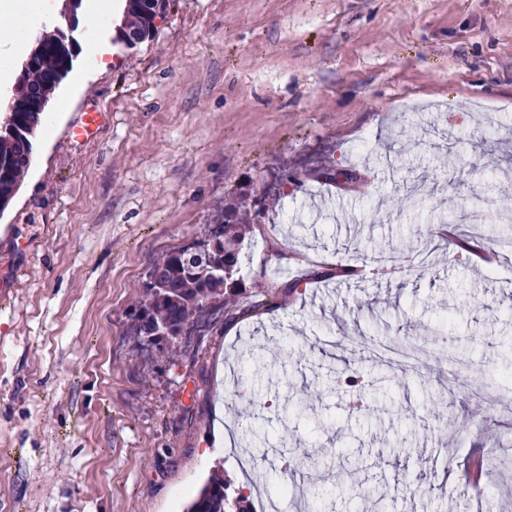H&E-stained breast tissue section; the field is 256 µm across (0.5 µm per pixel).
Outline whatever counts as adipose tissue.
I'll return each mask as SVG.
<instances>
[{
	"mask_svg": "<svg viewBox=\"0 0 512 512\" xmlns=\"http://www.w3.org/2000/svg\"><path fill=\"white\" fill-rule=\"evenodd\" d=\"M55 8V0H27L22 10L16 8L14 0H0V28L7 32L0 38V78L8 77L7 65L22 51L34 17H51Z\"/></svg>",
	"mask_w": 512,
	"mask_h": 512,
	"instance_id": "ef3b65f1",
	"label": "adipose tissue"
}]
</instances>
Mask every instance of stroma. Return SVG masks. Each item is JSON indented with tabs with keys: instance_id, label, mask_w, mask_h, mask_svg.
I'll return each instance as SVG.
<instances>
[{
	"instance_id": "stroma-1",
	"label": "stroma",
	"mask_w": 512,
	"mask_h": 512,
	"mask_svg": "<svg viewBox=\"0 0 512 512\" xmlns=\"http://www.w3.org/2000/svg\"><path fill=\"white\" fill-rule=\"evenodd\" d=\"M116 25L93 33L104 67L78 29L0 213V281L27 269L0 305V512H183L219 467L236 497L221 415L303 458L327 512H467L473 448L495 462L485 512H512V0H170L131 48ZM95 106L111 124L75 142ZM478 186L476 267L438 218L470 231ZM264 196L225 308L146 347L152 264ZM472 358L491 380L465 398L451 366ZM347 363L359 383L334 390ZM231 364L248 395L218 379Z\"/></svg>"
}]
</instances>
